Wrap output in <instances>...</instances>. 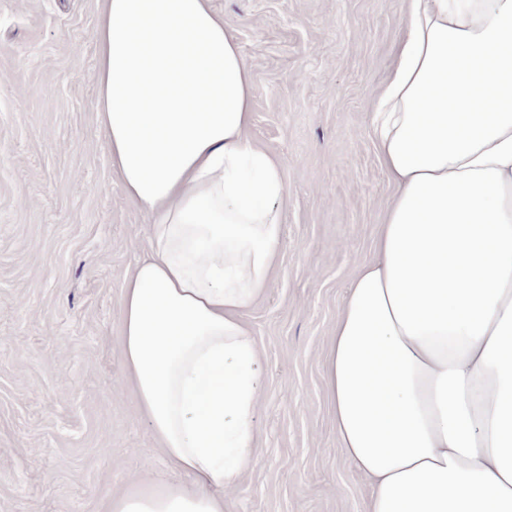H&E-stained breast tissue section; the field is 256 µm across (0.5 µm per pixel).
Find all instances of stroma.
Returning a JSON list of instances; mask_svg holds the SVG:
<instances>
[{"instance_id": "obj_1", "label": "stroma", "mask_w": 512, "mask_h": 512, "mask_svg": "<svg viewBox=\"0 0 512 512\" xmlns=\"http://www.w3.org/2000/svg\"><path fill=\"white\" fill-rule=\"evenodd\" d=\"M252 70V137L285 166L263 348L259 462L225 512H365L323 361L393 190L367 132L404 0H213ZM98 0H0V512H105L182 481L126 384L119 306L147 226L98 131Z\"/></svg>"}]
</instances>
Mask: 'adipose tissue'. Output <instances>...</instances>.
Returning <instances> with one entry per match:
<instances>
[{"label":"adipose tissue","mask_w":512,"mask_h":512,"mask_svg":"<svg viewBox=\"0 0 512 512\" xmlns=\"http://www.w3.org/2000/svg\"><path fill=\"white\" fill-rule=\"evenodd\" d=\"M94 109L148 226L119 349L186 482L106 512H224L259 460L247 316L281 254L282 160L212 0H101ZM369 133L394 187L327 347L336 437L368 512H512V0H406Z\"/></svg>","instance_id":"ef3b65f1"}]
</instances>
